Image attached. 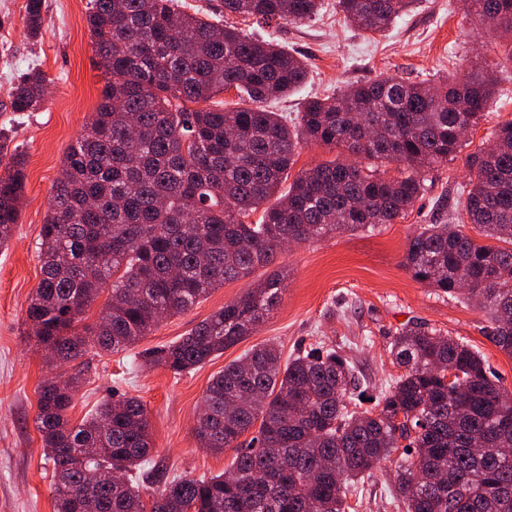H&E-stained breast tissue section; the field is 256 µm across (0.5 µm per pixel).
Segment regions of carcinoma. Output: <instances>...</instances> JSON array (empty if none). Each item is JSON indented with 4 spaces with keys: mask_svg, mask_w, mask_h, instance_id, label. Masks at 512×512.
<instances>
[{
    "mask_svg": "<svg viewBox=\"0 0 512 512\" xmlns=\"http://www.w3.org/2000/svg\"><path fill=\"white\" fill-rule=\"evenodd\" d=\"M227 16L301 23L319 0H219ZM413 0H337L345 21L387 30ZM494 21L512 58V0H460ZM42 0H26L25 28L40 32ZM100 101L67 148L63 176L40 232L41 279L27 309L31 334L53 363L88 348L118 352L160 320L183 313L230 280L272 265L283 242L392 224L416 203L430 166L448 160L460 130L477 123L496 80L484 69L460 80L376 78L332 99L307 101L292 125L263 103L299 87L306 64L180 8L178 0H87ZM47 74L17 79L11 111L41 108ZM231 87L249 107L189 109ZM315 142L383 165L324 162L287 182L298 145ZM26 159L0 174V248L13 236ZM464 215L479 235L512 244V122L469 157ZM288 186H283V183ZM261 212L257 222L243 217ZM413 277L477 305L490 340L512 356V248L478 243L456 224H427L408 238ZM288 272L276 269L179 340L147 350L143 365L177 376L237 344L279 301ZM98 319L82 324L104 290ZM405 369L374 408L349 409L359 387L352 361L334 348L287 363L274 343L224 366L202 397L200 447L235 451L210 479L158 476L145 504L140 472L153 443L137 398L103 403L74 425L67 417L78 376L45 380L37 428L53 461L55 512H347L349 486L406 442L395 470L404 512H512V392L463 342L406 323L391 348ZM255 436L243 439L253 427Z\"/></svg>",
    "mask_w": 512,
    "mask_h": 512,
    "instance_id": "cac0c4a2",
    "label": "carcinoma"
}]
</instances>
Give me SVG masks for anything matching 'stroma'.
<instances>
[{
    "instance_id": "stroma-1",
    "label": "stroma",
    "mask_w": 512,
    "mask_h": 512,
    "mask_svg": "<svg viewBox=\"0 0 512 512\" xmlns=\"http://www.w3.org/2000/svg\"><path fill=\"white\" fill-rule=\"evenodd\" d=\"M87 0H43L39 37L28 36L18 0H0V173L13 153L27 157L26 194L15 233L0 249V512H53V466L36 424L38 391L50 378L81 373L83 383L68 415L80 422L107 400L139 398L147 409L154 464L168 476L200 478L224 472L232 451L200 448L194 434L203 394L225 364L272 341L283 357L327 346L353 361L368 398L388 391L403 370L390 342L401 320H419L465 341L512 391V356L488 338L489 323L475 306L416 281L404 266L408 238L424 224H444L461 209L469 180L468 158L489 144L499 125L512 121V59L497 33L465 15L458 0H417L389 30L372 33L347 24L336 0H322L317 15L298 26L259 18L237 19L250 37L270 41L308 64L305 82L268 101V110L294 119L311 98H328L377 77L415 82L452 78L478 62L496 73L497 91L484 116L447 162L429 169L414 207L391 224L339 232L292 245L278 254L287 286L268 316L249 335L189 373L133 366L135 356L184 336L198 322L246 292L253 276L225 282L191 309L165 318L148 336L115 353L89 350L63 366L48 363L29 335V299L41 278L38 243L67 147L82 133L98 102L104 77L95 65L86 20ZM39 68L50 78L38 111L16 115L12 84ZM395 469L385 463L358 484L355 512H402Z\"/></svg>"
}]
</instances>
